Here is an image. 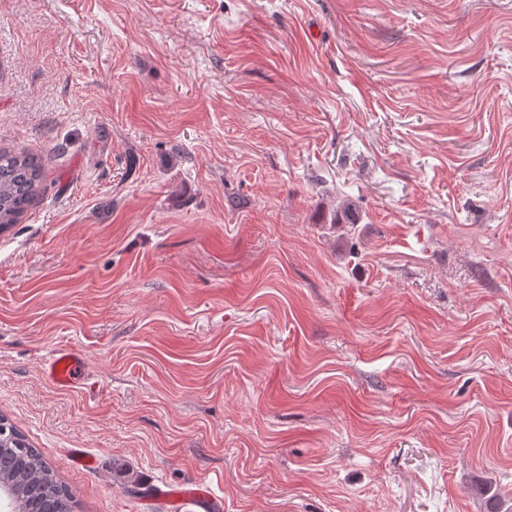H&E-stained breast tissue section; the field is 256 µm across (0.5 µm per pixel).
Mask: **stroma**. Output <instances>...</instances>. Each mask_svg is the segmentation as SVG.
Segmentation results:
<instances>
[{"label": "stroma", "mask_w": 512, "mask_h": 512, "mask_svg": "<svg viewBox=\"0 0 512 512\" xmlns=\"http://www.w3.org/2000/svg\"><path fill=\"white\" fill-rule=\"evenodd\" d=\"M0 148V414L75 512L512 495V0H0ZM42 178L39 156L0 150V231L17 224L34 204ZM43 372L53 385L60 388H74L85 379L81 355L66 349L52 351L43 363ZM186 501H194L200 509L206 510H223V502L217 497L209 487L204 485H195L189 489L184 495Z\"/></svg>", "instance_id": "obj_1"}]
</instances>
